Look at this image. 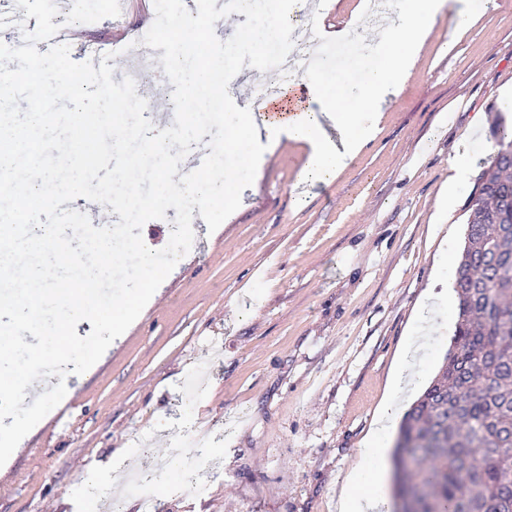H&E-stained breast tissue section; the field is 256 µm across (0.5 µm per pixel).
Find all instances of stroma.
<instances>
[{
	"label": "stroma",
	"mask_w": 512,
	"mask_h": 512,
	"mask_svg": "<svg viewBox=\"0 0 512 512\" xmlns=\"http://www.w3.org/2000/svg\"><path fill=\"white\" fill-rule=\"evenodd\" d=\"M71 29L70 56L113 26L133 41L154 15L89 0ZM363 0H329L305 32L332 43ZM456 41L447 12L422 47L402 92L382 105L381 131L328 182H300L306 148L284 141L240 207L194 239L134 323L67 394L0 459V512H140L120 491L113 454L153 471L167 465L166 512H337L336 492L363 461L393 367L429 294L435 330L424 340L406 412L450 347L456 268L469 200L512 125V0H466ZM471 175L444 224L433 215L448 165ZM195 489L177 487L183 472Z\"/></svg>",
	"instance_id": "35a3bbf8"
}]
</instances>
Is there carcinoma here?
Segmentation results:
<instances>
[{
    "label": "carcinoma",
    "instance_id": "cac0c4a2",
    "mask_svg": "<svg viewBox=\"0 0 512 512\" xmlns=\"http://www.w3.org/2000/svg\"><path fill=\"white\" fill-rule=\"evenodd\" d=\"M471 202L457 268L490 254L478 288L455 283L456 354L406 412L393 454L401 512H512V131Z\"/></svg>",
    "mask_w": 512,
    "mask_h": 512
}]
</instances>
